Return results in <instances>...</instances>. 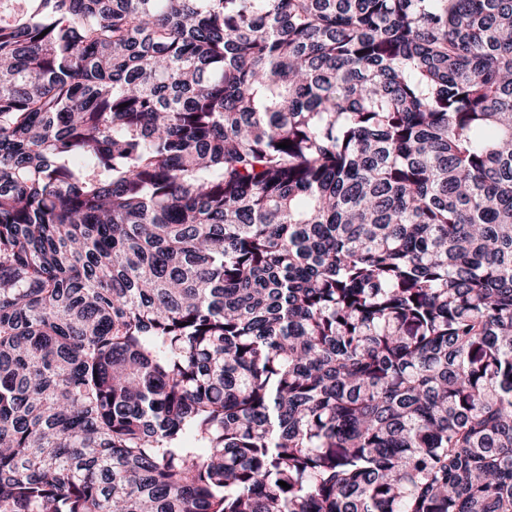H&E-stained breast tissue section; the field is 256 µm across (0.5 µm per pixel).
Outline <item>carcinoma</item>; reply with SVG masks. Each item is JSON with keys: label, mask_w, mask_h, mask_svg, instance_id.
<instances>
[{"label": "carcinoma", "mask_w": 512, "mask_h": 512, "mask_svg": "<svg viewBox=\"0 0 512 512\" xmlns=\"http://www.w3.org/2000/svg\"><path fill=\"white\" fill-rule=\"evenodd\" d=\"M0 512H512V0H0Z\"/></svg>", "instance_id": "1"}]
</instances>
